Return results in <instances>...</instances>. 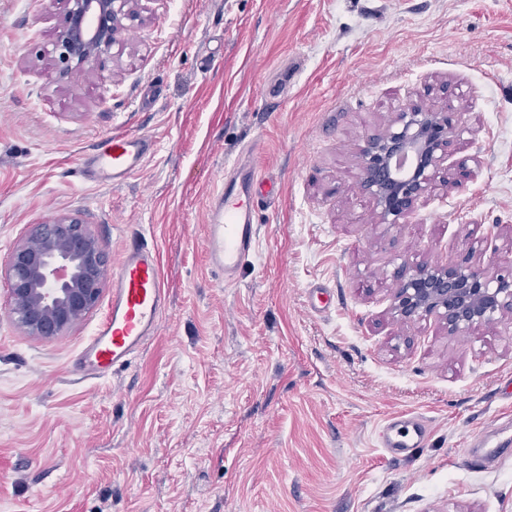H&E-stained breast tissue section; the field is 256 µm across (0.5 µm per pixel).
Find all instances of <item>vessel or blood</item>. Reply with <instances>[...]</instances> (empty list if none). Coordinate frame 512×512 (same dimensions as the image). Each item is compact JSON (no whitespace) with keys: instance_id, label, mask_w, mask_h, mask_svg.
<instances>
[{"instance_id":"1","label":"vessel or blood","mask_w":512,"mask_h":512,"mask_svg":"<svg viewBox=\"0 0 512 512\" xmlns=\"http://www.w3.org/2000/svg\"><path fill=\"white\" fill-rule=\"evenodd\" d=\"M145 134L113 133L84 153L80 163L98 185H117L134 175L153 152ZM267 180L257 169L232 174L213 193L207 209L204 249L210 268L236 283L258 238L255 198ZM166 307L159 255L140 236L126 239L112 275V301L77 362L79 372L104 376L127 364L157 332ZM431 429L420 416L388 422L379 435L389 451L423 446Z\"/></svg>"}]
</instances>
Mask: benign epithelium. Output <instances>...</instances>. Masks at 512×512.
I'll return each instance as SVG.
<instances>
[{"instance_id": "obj_1", "label": "benign epithelium", "mask_w": 512, "mask_h": 512, "mask_svg": "<svg viewBox=\"0 0 512 512\" xmlns=\"http://www.w3.org/2000/svg\"><path fill=\"white\" fill-rule=\"evenodd\" d=\"M56 32L53 65L60 75L90 74L104 63L123 20L138 0H67ZM457 132L442 109L416 104L398 113L395 127L357 146L363 191L374 206V223L398 228L438 186L460 188L472 176L453 160ZM502 272L491 276L469 257L441 264L400 266L392 310L404 320L437 316L448 333L480 328L495 315L512 316V258L494 256ZM8 281L7 308L28 335L52 339L100 302L108 273L105 251L89 225L56 216L31 225L15 242L0 274Z\"/></svg>"}]
</instances>
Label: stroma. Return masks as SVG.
Segmentation results:
<instances>
[{"label": "stroma", "instance_id": "1", "mask_svg": "<svg viewBox=\"0 0 512 512\" xmlns=\"http://www.w3.org/2000/svg\"><path fill=\"white\" fill-rule=\"evenodd\" d=\"M65 11L0 0V261L58 215L89 224L112 269L138 233L166 309L98 378L73 363L111 285L40 340L0 278V512H512V319L451 335L390 309L399 266L469 250L485 264L512 225V0H141L74 93L51 63ZM421 91L464 125L455 158L475 176L391 229L356 146ZM122 130L151 136L150 158L123 184L85 181L78 157ZM255 138L277 194L227 286L206 207ZM408 413L432 435L397 457L378 436Z\"/></svg>", "mask_w": 512, "mask_h": 512}]
</instances>
